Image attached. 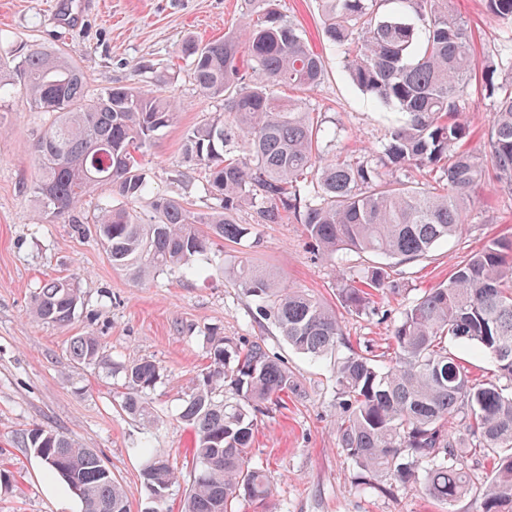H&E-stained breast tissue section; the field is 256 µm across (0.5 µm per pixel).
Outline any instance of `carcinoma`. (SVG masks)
Segmentation results:
<instances>
[{
  "instance_id": "carcinoma-1",
  "label": "carcinoma",
  "mask_w": 512,
  "mask_h": 512,
  "mask_svg": "<svg viewBox=\"0 0 512 512\" xmlns=\"http://www.w3.org/2000/svg\"><path fill=\"white\" fill-rule=\"evenodd\" d=\"M381 0H319L323 35L345 50L344 68L358 88L395 104L403 121L390 128L383 152L342 158L329 154L322 121L301 100L283 101L276 87L301 92L321 83L325 64L300 29L273 8L257 13L224 38L185 40L199 92L224 101V111L190 130L185 154L202 165L207 191L218 204L197 212L164 194L139 168L137 153L173 123L174 97L132 85L91 95L82 69L64 52L21 44L0 53V99L20 91L30 109L54 121L32 145L38 169L34 190L39 218L73 213L83 198L111 189L125 200L106 204L88 231L112 266L135 282L167 269L200 275L198 261L223 240L250 234L238 211L256 224L293 219L326 256L340 250L412 262L468 223V206L486 183L512 194V78L478 62L471 30L452 0H396L404 16L379 15ZM488 11L512 27V0H486ZM493 102L483 144L462 147L469 135L466 101L471 88ZM439 172L433 185L383 179L386 163ZM147 198L155 215L143 224L127 204ZM235 286L257 301L280 336L311 359H333L340 416L337 447L369 484H417L448 503L470 483L463 456L489 461L481 512H512V240L496 239L457 263L448 281L424 292L393 332L386 370L369 353L349 346L336 310L301 288H287L268 272L242 266L229 272ZM399 284L387 268L369 266L339 281L338 299L363 313L373 297ZM81 292L74 282L40 284L32 313L64 326ZM479 349L509 384L473 377L448 341ZM210 364L180 412L195 435L193 475L182 512H237L240 500L265 504V471L251 463L258 416L291 393L300 395L288 367L254 341L242 348L210 338ZM69 357L108 369L97 336L74 337ZM122 408L147 414L144 391L158 366L140 359L121 366ZM460 418L472 433L467 449L449 424ZM27 443L48 475L81 501L83 512H130L125 488L91 448L51 429L29 431ZM140 477L147 490L169 492L179 472L170 455L142 446ZM217 461L212 469L208 461Z\"/></svg>"
}]
</instances>
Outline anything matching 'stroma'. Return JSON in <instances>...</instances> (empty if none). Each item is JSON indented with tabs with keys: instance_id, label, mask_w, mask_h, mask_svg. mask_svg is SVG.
<instances>
[{
	"instance_id": "35a3bbf8",
	"label": "stroma",
	"mask_w": 512,
	"mask_h": 512,
	"mask_svg": "<svg viewBox=\"0 0 512 512\" xmlns=\"http://www.w3.org/2000/svg\"><path fill=\"white\" fill-rule=\"evenodd\" d=\"M57 2L0 0V37L65 50L82 67L90 93L135 82L173 96L178 118L144 148L141 170L162 192L209 210L215 201L199 165L186 158L183 139L188 129L222 112L224 103L199 93L179 46L189 36L207 42L235 29L246 12L245 0H86L74 22L64 20ZM272 6L298 25L326 66L313 91L302 95L283 87L280 96H305L324 127L336 130L338 154L356 156L381 146L398 109L350 82L342 48L321 35L318 0H272ZM453 8L473 33L478 59L512 53V29L488 12L485 0H453ZM49 122L48 113L30 110L22 97L0 102V468L11 481L9 489L0 490V512H82L75 495L52 487L29 448L27 434L36 427L94 449L124 486L131 512L156 507L140 480L142 459L135 447L147 443L164 449L180 481L163 508L181 512L193 433L179 412L209 363L213 335L239 345L264 342L304 391L259 420L252 456L266 469L272 494L264 507L240 502L239 512H479L488 476L483 467H472L467 492L449 506L398 483L385 492L360 485L356 467L336 445L338 406L329 361L314 362L291 350L259 317L256 302L224 273L239 263L265 268L284 286L308 289L332 303L342 275L376 263L375 255L343 250L326 257L304 225L289 220L256 226L254 236L235 243H218L204 261L205 277L176 270L135 283L112 266L100 243L77 230L101 204L115 201L112 192L98 190L84 198L73 218L38 222L31 146ZM502 237L512 238V196L484 193L462 234L423 258L392 263L399 293L378 295L371 314L341 312L344 333L370 347L379 366H387L403 309L447 280L457 261ZM57 277L71 279L82 292L76 316L66 326L31 313L36 288ZM87 332L99 336L112 362L149 359L159 366L160 378L147 392V419L122 409L120 375L69 360L70 340Z\"/></svg>"
}]
</instances>
